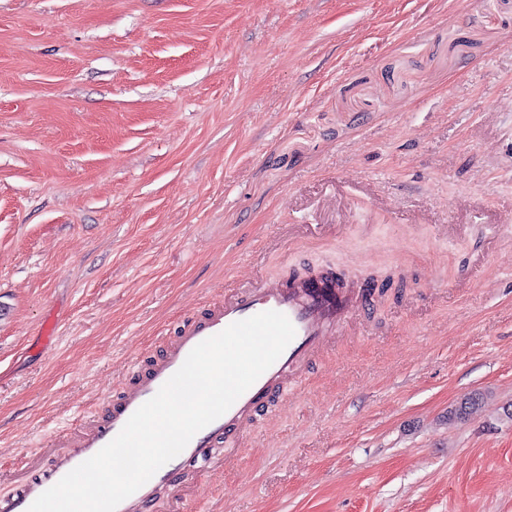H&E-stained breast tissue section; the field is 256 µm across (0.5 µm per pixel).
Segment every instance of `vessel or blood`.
<instances>
[{"instance_id":"vessel-or-blood-1","label":"vessel or blood","mask_w":512,"mask_h":512,"mask_svg":"<svg viewBox=\"0 0 512 512\" xmlns=\"http://www.w3.org/2000/svg\"><path fill=\"white\" fill-rule=\"evenodd\" d=\"M345 289L333 279L260 281L238 289L224 303L214 305L200 319L180 325L160 357L146 371L124 383L107 405L104 423L95 424L74 438V450L57 456L53 468L26 479L18 492L0 497V512H28L36 498L72 469L95 455L123 428L131 415L150 400L182 366L190 351L230 324L253 315L277 311L292 323L295 336L277 361L243 393L221 417L197 432L185 449L162 466L153 477L123 500L117 512H145L160 487L170 484L173 473L188 462L207 463L214 438L239 433L251 423L265 400L298 378L303 367L340 332L354 311Z\"/></svg>"}]
</instances>
